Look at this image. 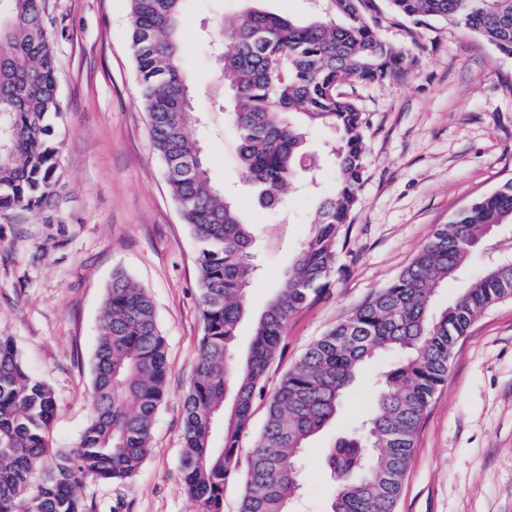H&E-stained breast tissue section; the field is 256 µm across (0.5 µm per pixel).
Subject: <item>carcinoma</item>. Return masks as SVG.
Here are the masks:
<instances>
[{
	"instance_id": "1",
	"label": "carcinoma",
	"mask_w": 512,
	"mask_h": 512,
	"mask_svg": "<svg viewBox=\"0 0 512 512\" xmlns=\"http://www.w3.org/2000/svg\"><path fill=\"white\" fill-rule=\"evenodd\" d=\"M184 0H128L129 37L149 131L165 179L197 247L204 333L183 399L178 471L194 512H224V488L242 479L240 512H291L303 453L335 419L354 379L382 353L397 360L373 378L361 423L325 449L334 482L328 512H396L427 409L448 377L457 340L489 307L512 299V254L492 258L455 300L439 307L438 287L457 279L486 243L487 228L512 226V180L459 209L386 287L313 341L268 396L265 381L292 315L314 302L333 271L338 236L364 183L366 114L345 88L384 83L412 59L387 45L369 16L372 0H313L306 19L249 5L205 51L223 94L245 186L269 207L312 176L310 133L325 129L334 162L309 234L254 323L244 360L227 354L247 314L256 276L255 234L236 200L211 182L198 142L181 28ZM392 12L441 19L512 56V0H387ZM56 60L42 0H0V214L37 213L54 203L61 146ZM168 354L145 289L112 273L92 365V417L77 446L52 447L57 409L43 380L25 369L12 338L0 336V512H90L77 494L86 480L131 482L149 451L165 396ZM266 416L246 467L240 448L252 408Z\"/></svg>"
}]
</instances>
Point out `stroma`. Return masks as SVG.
<instances>
[{
	"instance_id": "stroma-1",
	"label": "stroma",
	"mask_w": 512,
	"mask_h": 512,
	"mask_svg": "<svg viewBox=\"0 0 512 512\" xmlns=\"http://www.w3.org/2000/svg\"><path fill=\"white\" fill-rule=\"evenodd\" d=\"M241 0H186L182 46L198 120L189 132L255 226L258 315L305 240L317 195L293 191L283 208L259 206L241 183L217 88L201 49L200 20L232 18ZM58 62L63 176L53 206L0 216V336L12 337L27 371L53 390L54 447L78 443L91 416L97 327L112 272L122 268L153 300L168 344L166 395L150 452L131 484L88 480L93 512H194L180 481L184 395L203 323L196 246L153 148L128 37L127 0H45ZM381 37L408 53L410 70L359 85L366 112L365 182L336 248L325 293L294 314L268 388L306 347L384 288L461 207L512 179V57L452 24H418L375 0ZM371 376L350 387L339 412L305 452L299 512H326L333 446L367 412ZM396 512H512V301L484 311L456 342L448 378L420 425Z\"/></svg>"
}]
</instances>
